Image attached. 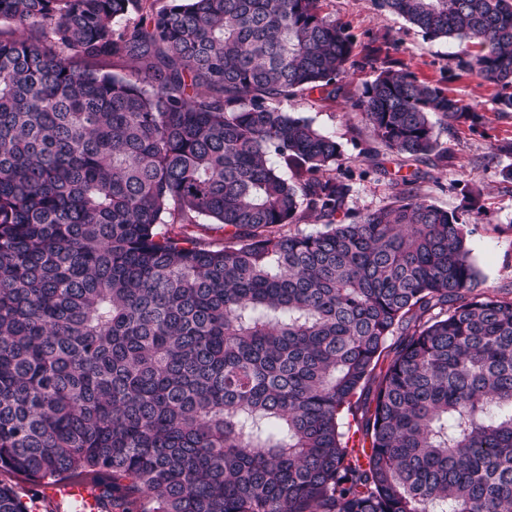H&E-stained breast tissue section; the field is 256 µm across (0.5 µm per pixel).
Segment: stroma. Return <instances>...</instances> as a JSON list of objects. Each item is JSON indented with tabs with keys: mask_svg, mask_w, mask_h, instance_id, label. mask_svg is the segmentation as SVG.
<instances>
[{
	"mask_svg": "<svg viewBox=\"0 0 512 512\" xmlns=\"http://www.w3.org/2000/svg\"><path fill=\"white\" fill-rule=\"evenodd\" d=\"M321 8L347 27L358 47L375 48L381 56L400 61L418 80L448 89L480 114L477 124H462L451 133L439 131L438 139L448 150V166L429 168L420 193L465 221L471 257L479 272L478 290L511 297L512 182L503 180L500 171L512 164V155L501 151L512 143V112L497 111L493 85L459 75L458 42L430 38L401 17L377 8L374 0H322ZM374 77L371 65L360 62L341 77L344 93L336 99L304 93L282 103L285 111L312 120L340 143L343 165L355 172L349 199L355 216L389 204L388 178L400 168L399 158L385 150L373 160L363 156L373 139L351 98ZM475 187L481 196L474 203L469 191Z\"/></svg>",
	"mask_w": 512,
	"mask_h": 512,
	"instance_id": "35a3bbf8",
	"label": "stroma"
}]
</instances>
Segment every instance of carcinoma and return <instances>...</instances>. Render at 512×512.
I'll return each mask as SVG.
<instances>
[{
  "label": "carcinoma",
  "mask_w": 512,
  "mask_h": 512,
  "mask_svg": "<svg viewBox=\"0 0 512 512\" xmlns=\"http://www.w3.org/2000/svg\"><path fill=\"white\" fill-rule=\"evenodd\" d=\"M144 2L0 0V512L66 480L105 512H512V297L418 168L350 219L340 144L280 108L336 98L353 35L320 0ZM376 2L512 112V0ZM354 106L443 169L429 114L480 119L391 59Z\"/></svg>",
  "instance_id": "carcinoma-1"
}]
</instances>
